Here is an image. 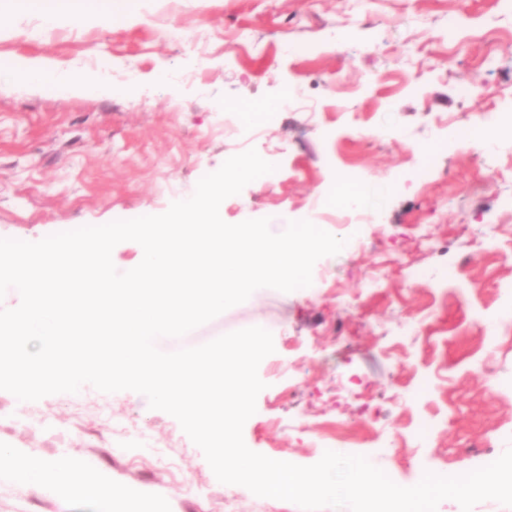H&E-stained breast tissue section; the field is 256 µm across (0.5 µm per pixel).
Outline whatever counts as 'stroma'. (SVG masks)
<instances>
[{"label":"stroma","instance_id":"stroma-1","mask_svg":"<svg viewBox=\"0 0 512 512\" xmlns=\"http://www.w3.org/2000/svg\"><path fill=\"white\" fill-rule=\"evenodd\" d=\"M129 5L126 26L63 16L45 29L0 0V60L102 83L84 96L0 85V238L164 213L251 148L275 170L225 199L230 224L306 220L340 181L386 182L374 223H334L343 208L329 206L322 229L349 245L315 263L317 287L267 290L183 342L272 333L243 429L269 458L314 464L325 439L402 486L499 458L512 446V150L453 134L489 113L512 135V0ZM288 86L298 97L272 123L241 124L238 107ZM1 444L79 463L128 512H300L220 483L179 422L129 390L0 391ZM109 510L0 464V512Z\"/></svg>","mask_w":512,"mask_h":512}]
</instances>
